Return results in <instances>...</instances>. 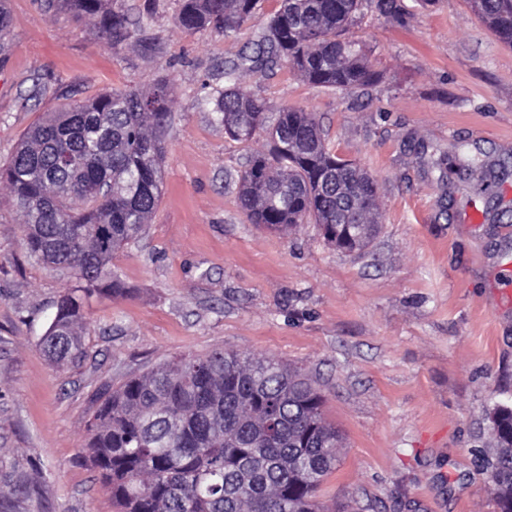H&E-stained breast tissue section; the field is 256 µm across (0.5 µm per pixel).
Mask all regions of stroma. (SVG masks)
<instances>
[{"mask_svg":"<svg viewBox=\"0 0 512 512\" xmlns=\"http://www.w3.org/2000/svg\"><path fill=\"white\" fill-rule=\"evenodd\" d=\"M403 2V20L367 9L349 29L368 86H317L285 62L251 82L272 107L314 113L329 150L376 182L379 232L348 253L314 224L249 223L237 181L260 145L199 103L280 0L226 36L182 30L177 0H112L132 23L119 49L61 0H8L0 160L74 100L163 80L174 104L159 206L112 258L125 294L86 305L78 364L40 349L66 281L27 261L0 190V512H114L86 461L95 394L219 348L300 370L321 393L343 436L324 512H497L477 454L488 409L512 405V304L498 296L512 278V48L467 0ZM469 156L499 173L489 190L460 178Z\"/></svg>","mask_w":512,"mask_h":512,"instance_id":"35a3bbf8","label":"stroma"}]
</instances>
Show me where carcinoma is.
Listing matches in <instances>:
<instances>
[{"mask_svg":"<svg viewBox=\"0 0 512 512\" xmlns=\"http://www.w3.org/2000/svg\"><path fill=\"white\" fill-rule=\"evenodd\" d=\"M106 0H64L98 19L117 47L131 37L125 15ZM479 19L512 46V0H470ZM259 0H181L186 32L229 34ZM365 7L399 17L402 0H281L267 29L224 66V88L205 99L226 132L263 140L241 176L238 200L253 224L286 231L313 222L336 249L366 248L378 232L377 186L325 145L316 117L270 106L247 79L281 61L309 82L353 89L372 72L361 46L344 37ZM171 88L112 90L67 103L30 127L0 165V185L24 218L28 259L69 278L40 346L58 366L86 356L79 329L86 302L124 290L112 256L136 240L163 191ZM311 381L272 359L216 349L179 356L106 387L86 424L89 461L116 512H322L317 492L342 437L326 421ZM487 419V459L499 512H512V407Z\"/></svg>","mask_w":512,"mask_h":512,"instance_id":"1","label":"carcinoma"}]
</instances>
